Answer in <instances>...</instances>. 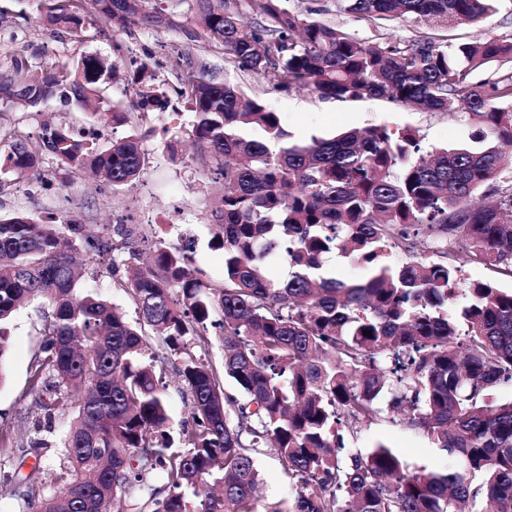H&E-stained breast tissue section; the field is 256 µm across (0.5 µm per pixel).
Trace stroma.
<instances>
[{
	"mask_svg": "<svg viewBox=\"0 0 512 512\" xmlns=\"http://www.w3.org/2000/svg\"><path fill=\"white\" fill-rule=\"evenodd\" d=\"M282 7L305 18L320 20L350 29L359 37L373 40L371 25L351 14L341 13L336 0H282ZM86 30L74 35L25 18L20 0H0V64L12 56H24L40 68H52L61 56L78 58L94 55L116 67V77L103 85L91 109L95 116L120 107L132 111L139 92L161 88L177 113L156 122L142 147L149 165L130 186L115 190L104 181L87 174H71L52 156L46 155L38 174L17 177L6 175L0 187V209L24 207L36 218L57 224L75 220L86 225L114 226L124 223L138 249V262H146L159 243L189 246L191 265L205 279L219 282L224 277V253L212 244V209L222 193V180L204 170L199 162L200 149L188 136L191 113L179 91L190 72L206 66L219 77L239 84L249 97L263 101L279 112L292 140L329 137L368 125L419 130L425 148L466 145L477 126L468 113L454 114L416 111L386 98L361 100H325L307 91L288 89L278 81L240 70L222 46L205 40L203 26L191 0L175 6L176 25L158 32L140 19L126 25L105 26L97 21L92 0L85 5ZM442 34L468 41L479 36L512 37V0H497L494 10L480 27L456 25L441 29L433 23L402 20L389 35L396 40ZM149 73L142 82L133 75L139 66ZM81 114L73 101L54 99L45 118L57 124H72L80 129L101 126L103 140L121 138L129 124L108 122ZM131 273L130 265L110 264L83 267L82 288L109 299L129 321H136L134 304L120 289ZM42 311L32 303L20 308L11 324L9 351L4 364L6 380L0 384V436H9L12 448L0 447V512H22L24 503L15 491L18 473L28 472L36 464L57 469L59 436H51V446L42 452L30 451L33 424L37 418L34 397L28 391V370L41 353ZM382 441L392 447L410 466H447L446 452L435 448L411 429L403 416L392 421L358 425L347 444L368 448Z\"/></svg>",
	"mask_w": 512,
	"mask_h": 512,
	"instance_id": "obj_1",
	"label": "stroma"
}]
</instances>
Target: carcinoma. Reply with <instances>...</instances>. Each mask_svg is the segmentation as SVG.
I'll use <instances>...</instances> for the list:
<instances>
[{"mask_svg":"<svg viewBox=\"0 0 512 512\" xmlns=\"http://www.w3.org/2000/svg\"><path fill=\"white\" fill-rule=\"evenodd\" d=\"M30 2L39 20L84 31V0ZM168 2L93 5L102 24L138 17L161 31L173 25ZM193 2L205 37L240 68L323 99L463 110L480 120L478 147L428 152L417 131L386 124L296 143L278 113L201 67L183 94L201 163H216L224 179L212 239L224 251V281H204L182 246L159 244L118 284L148 333L76 288L73 252L93 261L119 252L124 229L47 224L21 208L0 214V362L18 307L48 305L28 378L42 414L33 450L55 421L67 422L66 465L55 474L65 490L42 495L44 471L33 467L18 479L28 512H104L117 495L137 512H512V400L493 398L512 386V291L488 281L460 289L467 264L512 278V187L500 185L512 169L503 151L512 146V67L473 81L492 63L512 64V38L386 34L403 19L477 23L495 0H337L340 12L370 22L372 41L281 0H242L260 19L254 26L234 0ZM111 76L93 56L49 70L17 56L0 69V102L39 112L63 96L84 107ZM144 137L138 129L100 147L61 125L23 130L0 108V171L35 173L48 154L118 189L143 174ZM482 188L493 204L473 203ZM419 236L428 257L415 254ZM398 249L406 259L393 262ZM329 255L356 260L363 278L333 277ZM272 256L288 265L287 279L268 276ZM461 292L467 304L451 315ZM212 329L224 342L221 374L197 353ZM170 357L190 398L176 429ZM227 379L243 398L225 391ZM385 394L391 412H407L410 428L448 452V466L411 470L383 442L346 447V433L383 419ZM267 449L289 493L261 509L255 458Z\"/></svg>","mask_w":512,"mask_h":512,"instance_id":"obj_1","label":"carcinoma"}]
</instances>
